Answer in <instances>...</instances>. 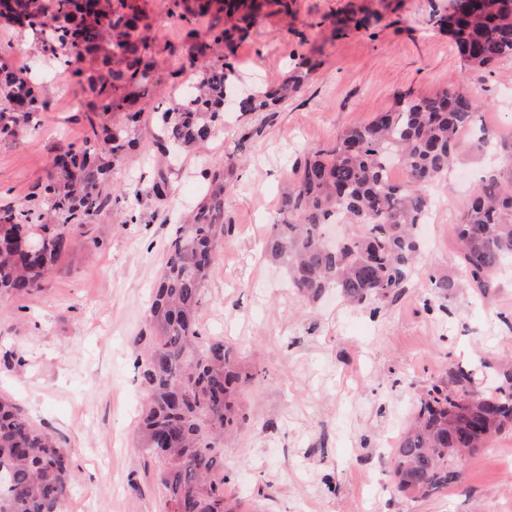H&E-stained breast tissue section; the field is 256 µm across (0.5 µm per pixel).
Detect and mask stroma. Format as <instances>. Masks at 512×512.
<instances>
[{
    "instance_id": "35a3bbf8",
    "label": "stroma",
    "mask_w": 512,
    "mask_h": 512,
    "mask_svg": "<svg viewBox=\"0 0 512 512\" xmlns=\"http://www.w3.org/2000/svg\"><path fill=\"white\" fill-rule=\"evenodd\" d=\"M358 0H295L288 21L258 19L232 63L244 90L287 77L294 58L316 67L300 91L269 112L230 109L196 154L171 163V192L150 188L161 154L143 128L113 173L127 190L121 210L72 226L41 292L0 296V392L70 448L67 512H164L158 467L137 440L144 387L137 359L164 247L181 215L223 168L232 193L228 227L198 313L202 341L221 338L249 379L240 425L224 441L227 497L240 512H512V431L460 467L455 483L427 499L394 486L390 450L419 396L449 362H512V267L493 303L462 292L431 295L429 273L461 275L452 234L487 164L469 163L428 187L422 257L411 282L377 310L335 292L305 303L263 245L278 202L313 150L395 108L409 92L467 89L483 103L482 125L512 141V58L475 70L433 22L450 0H394L369 28L333 35ZM168 0H148L162 50L153 58L154 102H168L172 73L193 81L185 31ZM13 69L44 73L31 37L0 19ZM46 102L16 135L0 137V212L22 209L53 173L54 159L85 138L87 96L70 75L46 76Z\"/></svg>"
}]
</instances>
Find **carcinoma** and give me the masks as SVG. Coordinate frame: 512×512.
Masks as SVG:
<instances>
[{"mask_svg":"<svg viewBox=\"0 0 512 512\" xmlns=\"http://www.w3.org/2000/svg\"><path fill=\"white\" fill-rule=\"evenodd\" d=\"M75 0H12L0 18L37 16L30 29L40 49L54 47L51 59L60 74L80 78L89 100L82 118L89 135L57 159L58 175L40 184L27 207L0 218V294L40 292L66 249L60 228L83 225L119 206L127 192L112 188V170L136 140L152 99L154 76L149 57L158 44L147 31L148 17L138 0H116L112 20L71 30L59 24ZM290 14L288 0H195L168 15L188 27L211 12L212 57L190 56L198 80L186 98L152 108L161 141L182 151L193 149L211 127L224 120V103L236 96L241 112H261L298 92L314 69L299 57L281 83L246 94L238 92L234 67L224 51L249 32L262 6ZM450 10L464 19L451 30L459 54L476 69L512 56V0H451ZM374 14L336 19V31L369 28ZM14 45L0 47V133H15L45 108L32 77L8 67ZM479 100L464 90L433 97H397V109L379 112L352 127L327 148L305 159L294 187L280 201L265 253L281 265L289 286L309 303L331 290L356 307L399 296L409 283L420 254L418 226L425 222L428 186L448 177L462 160L463 135L479 131L475 148L489 142L478 125ZM407 178H387L393 163ZM224 171L211 175L208 192L170 237L167 258L147 310L138 358L146 399L138 439L161 466L165 512H237L224 495L228 475L218 461L216 443L238 419L244 383L232 347L214 338L198 342L197 312L224 240ZM52 231L41 255L24 258L22 229ZM464 274L432 272L427 287L451 298L470 288L491 299L501 288L499 272L512 264V178L487 171L453 226ZM477 372L448 364V370L421 395L392 452L399 492L427 498L448 487L457 471L460 449L472 456L493 437L512 429V364L495 367L483 395L470 397ZM71 459L56 439L32 424L22 410L0 395V512H64L69 497Z\"/></svg>","mask_w":512,"mask_h":512,"instance_id":"1","label":"carcinoma"}]
</instances>
